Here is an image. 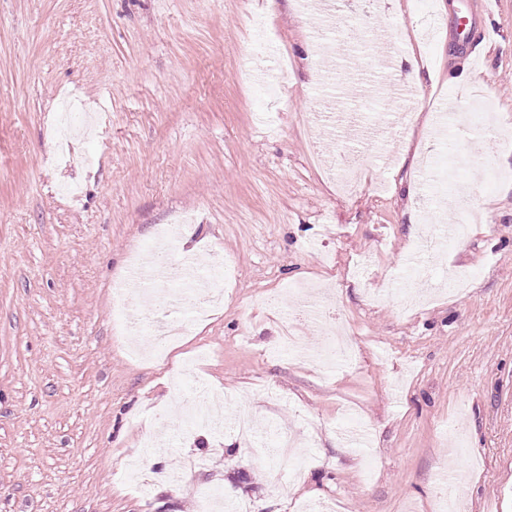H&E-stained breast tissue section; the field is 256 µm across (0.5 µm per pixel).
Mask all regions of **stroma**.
Here are the masks:
<instances>
[{
  "label": "stroma",
  "instance_id": "35a3bbf8",
  "mask_svg": "<svg viewBox=\"0 0 512 512\" xmlns=\"http://www.w3.org/2000/svg\"><path fill=\"white\" fill-rule=\"evenodd\" d=\"M457 2L354 7L341 17L351 49L320 90L306 46L327 20L295 0H0V512H198L202 485L252 512H438L448 467L466 512H512V145L454 128L439 171L420 170L440 109L485 99L512 123V0ZM435 14L443 34L422 41ZM385 49L422 54L434 86L395 162L366 145L363 187L344 195L327 168L350 125L391 117L360 81L382 74ZM283 56L292 69L271 97L253 74ZM73 97L90 128L62 142ZM328 107L334 120L308 123ZM464 201L485 221L434 271L430 301L402 312L391 288L429 209L451 224ZM183 213L181 250H223L232 286L158 362L122 335L143 312L114 315L112 292L131 249ZM456 266L473 277L452 294ZM294 283L341 290L355 352L330 371L285 344ZM204 385L230 398L221 430L187 426ZM352 412L368 446L343 438ZM158 415L166 477L142 470V491L128 467Z\"/></svg>",
  "mask_w": 512,
  "mask_h": 512
}]
</instances>
